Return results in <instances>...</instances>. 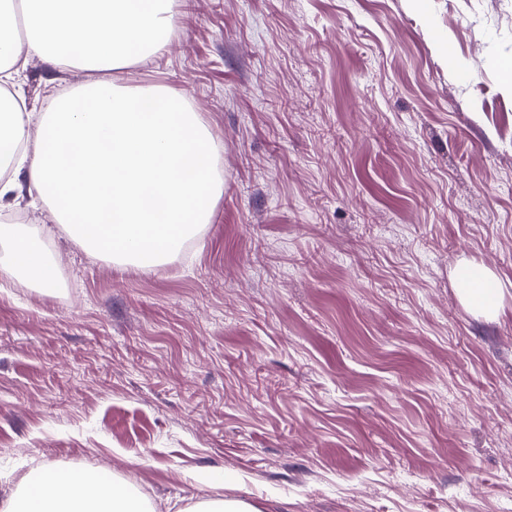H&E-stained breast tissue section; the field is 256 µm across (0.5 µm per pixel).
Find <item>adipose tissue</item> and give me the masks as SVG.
Returning a JSON list of instances; mask_svg holds the SVG:
<instances>
[{
  "label": "adipose tissue",
  "instance_id": "ef3b65f1",
  "mask_svg": "<svg viewBox=\"0 0 512 512\" xmlns=\"http://www.w3.org/2000/svg\"><path fill=\"white\" fill-rule=\"evenodd\" d=\"M172 0H0V202L28 197L92 253L151 269L209 223L224 191L217 146L188 99L159 87L79 85L44 112L10 94L21 62L110 70L163 49ZM25 24L28 37L13 32ZM81 52L65 55L63 46ZM48 229L0 224L11 267L42 288L58 271ZM457 295L474 315L496 319L506 288L482 264L456 275ZM0 512H152L149 500L99 472L38 469L0 503Z\"/></svg>",
  "mask_w": 512,
  "mask_h": 512
}]
</instances>
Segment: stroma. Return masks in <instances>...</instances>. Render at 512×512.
<instances>
[{"mask_svg": "<svg viewBox=\"0 0 512 512\" xmlns=\"http://www.w3.org/2000/svg\"><path fill=\"white\" fill-rule=\"evenodd\" d=\"M164 54L30 59L29 109L108 79L185 95L219 144L210 223L150 271L49 208L58 284L0 260V500L104 469L155 512H512V0H173ZM457 295L474 315L496 319L502 312L506 290L501 278L489 267L468 263L456 274ZM189 511L192 512H260L259 509L237 499H215L201 501Z\"/></svg>", "mask_w": 512, "mask_h": 512, "instance_id": "stroma-1", "label": "stroma"}]
</instances>
